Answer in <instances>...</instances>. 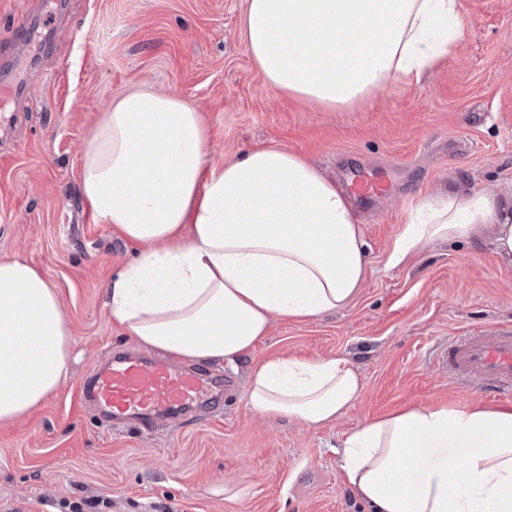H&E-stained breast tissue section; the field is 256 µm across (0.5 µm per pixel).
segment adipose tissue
I'll return each instance as SVG.
<instances>
[{
	"instance_id": "1",
	"label": "adipose tissue",
	"mask_w": 512,
	"mask_h": 512,
	"mask_svg": "<svg viewBox=\"0 0 512 512\" xmlns=\"http://www.w3.org/2000/svg\"><path fill=\"white\" fill-rule=\"evenodd\" d=\"M243 42L272 91L328 110L420 83L468 34L459 0H245ZM199 110L175 93L113 99L82 150L94 221L141 247L105 285L111 322L145 350L232 364L273 319L337 312L367 272L345 191L284 147L210 165ZM489 240L512 264V194L429 198L394 242L396 266L436 242ZM71 331L48 277L0 259V423L31 415L70 371ZM364 381L343 358L277 356L250 368L247 401L267 418L336 423ZM340 467L367 512H512V408L416 404L369 419Z\"/></svg>"
}]
</instances>
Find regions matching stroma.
Masks as SVG:
<instances>
[{
	"instance_id": "35a3bbf8",
	"label": "stroma",
	"mask_w": 512,
	"mask_h": 512,
	"mask_svg": "<svg viewBox=\"0 0 512 512\" xmlns=\"http://www.w3.org/2000/svg\"><path fill=\"white\" fill-rule=\"evenodd\" d=\"M244 0H59L55 37L32 46L28 96L0 131V259L23 258L55 285L71 324L68 379L25 420L0 423V512H364L340 468L343 433L413 404L504 405L462 386L437 354L472 328L512 324V265L488 241L437 243L391 268L396 237L426 198L496 196L512 185V0H460L465 42L419 84L342 111L275 94L245 51ZM146 87L201 112L209 160L280 146L347 184L379 174L385 193L354 204L365 283L344 310L275 321L236 367L220 407L145 435L107 426L77 399L113 347L134 342L108 318L104 287L134 246L94 223L80 196L81 150L112 100ZM277 355L348 359L356 405L312 429L247 404L248 369ZM246 489L237 500L225 485Z\"/></svg>"
}]
</instances>
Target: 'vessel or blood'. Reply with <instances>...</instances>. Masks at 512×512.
Masks as SVG:
<instances>
[{"instance_id":"obj_1","label":"vessel or blood","mask_w":512,"mask_h":512,"mask_svg":"<svg viewBox=\"0 0 512 512\" xmlns=\"http://www.w3.org/2000/svg\"><path fill=\"white\" fill-rule=\"evenodd\" d=\"M8 60V71L0 77L4 106L26 97L24 71L31 64L17 54ZM437 361L462 384L512 397V325L469 332L443 350ZM221 383L215 373L197 367L177 369L162 359L119 349L83 380L80 397L105 422L151 432L159 421L220 402Z\"/></svg>"}]
</instances>
